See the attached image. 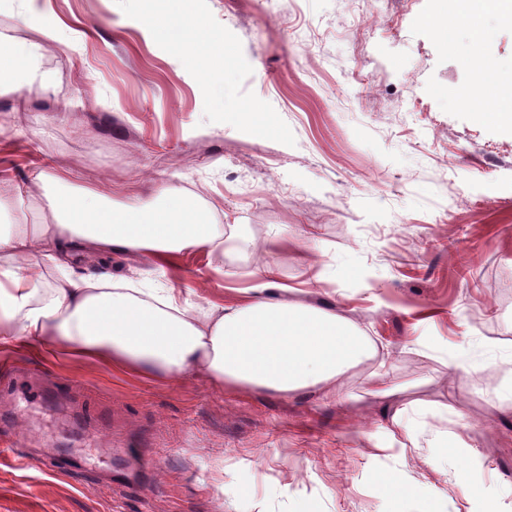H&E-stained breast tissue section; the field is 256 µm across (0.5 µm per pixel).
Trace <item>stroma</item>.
I'll use <instances>...</instances> for the list:
<instances>
[{"label": "stroma", "mask_w": 512, "mask_h": 512, "mask_svg": "<svg viewBox=\"0 0 512 512\" xmlns=\"http://www.w3.org/2000/svg\"><path fill=\"white\" fill-rule=\"evenodd\" d=\"M187 5L223 41V81L203 85L173 42L145 35L134 13L147 0H52L86 33L77 54L39 49L33 27L0 11V39L33 45L43 75L26 86L21 71L0 76V191L30 204L59 174L142 206L173 185L257 244L313 234L309 259L284 248L263 262L385 348L344 377L356 399L342 406L0 350L17 372H43L50 393L21 416L0 396V427L20 442L0 453V512H399L376 489L386 476L417 488L416 512H512V418L491 407L512 372L491 361L453 376L410 350L417 336L452 354L483 336L512 348V130L490 118L489 99L454 97L477 80L472 58L512 75V23L489 13L448 41L432 22L437 0ZM104 260L116 275H164L202 305L244 300L254 268L228 260L214 272L204 248L165 270ZM313 262L327 282L312 284ZM380 367L405 391L365 396ZM414 400L430 408L428 434L456 415L470 425L441 471L425 463L431 448L363 439ZM52 452L68 470L45 466ZM226 482L240 495H223Z\"/></svg>", "instance_id": "obj_1"}]
</instances>
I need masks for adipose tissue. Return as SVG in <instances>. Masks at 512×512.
Masks as SVG:
<instances>
[{"label": "adipose tissue", "instance_id": "adipose-tissue-1", "mask_svg": "<svg viewBox=\"0 0 512 512\" xmlns=\"http://www.w3.org/2000/svg\"><path fill=\"white\" fill-rule=\"evenodd\" d=\"M153 0L139 22L146 34L186 46L188 58L220 48L216 32L190 11ZM35 25L43 45L81 50L84 34L61 23L51 0H0ZM50 224L28 223L25 213L0 225V347L43 354L64 353L78 361L110 366L113 372L155 382L193 373L226 392L263 391L285 398L316 389L328 404L347 399L340 381L378 353L376 342L354 322L301 301L279 297L272 267L252 273L243 303L196 309L182 289L144 287L140 280L105 271H79L75 250L146 255L164 262L205 247L216 267L247 256L252 243L241 233L211 224L181 190L161 187L142 207L105 204L91 190L47 192L40 200ZM38 251L42 261L27 257ZM62 274L44 280V267ZM512 364V353L484 338L446 357L452 373L477 374L485 361Z\"/></svg>", "mask_w": 512, "mask_h": 512}]
</instances>
